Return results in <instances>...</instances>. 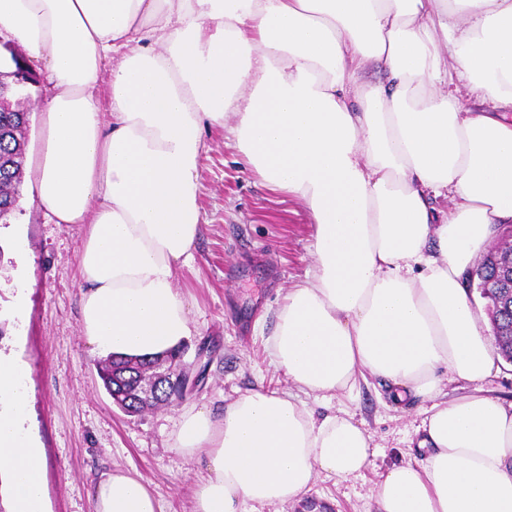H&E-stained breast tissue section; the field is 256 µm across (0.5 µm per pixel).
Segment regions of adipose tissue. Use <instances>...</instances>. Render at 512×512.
<instances>
[{
	"label": "adipose tissue",
	"mask_w": 512,
	"mask_h": 512,
	"mask_svg": "<svg viewBox=\"0 0 512 512\" xmlns=\"http://www.w3.org/2000/svg\"><path fill=\"white\" fill-rule=\"evenodd\" d=\"M0 40L50 77L37 198L54 223L86 227L80 313L94 351L155 356L191 334L176 281L202 232L205 127L235 117L248 163L311 212L312 278L289 289L267 339L294 389L181 415L173 448L206 463L192 512H280L317 477L360 476L366 431L305 399L352 392L367 373L398 403L430 401L422 457L381 475L376 512H512V401L481 387L500 357L469 287L512 224V0H0ZM372 66L384 82L362 81ZM449 375L473 391L444 400ZM26 376L0 355L8 512H44ZM92 504L162 512L119 469Z\"/></svg>",
	"instance_id": "adipose-tissue-1"
}]
</instances>
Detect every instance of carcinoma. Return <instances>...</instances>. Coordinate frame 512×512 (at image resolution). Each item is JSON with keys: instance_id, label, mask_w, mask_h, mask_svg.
I'll return each instance as SVG.
<instances>
[{"instance_id": "carcinoma-1", "label": "carcinoma", "mask_w": 512, "mask_h": 512, "mask_svg": "<svg viewBox=\"0 0 512 512\" xmlns=\"http://www.w3.org/2000/svg\"><path fill=\"white\" fill-rule=\"evenodd\" d=\"M5 57L0 61V224L9 223L17 207L24 182V155L29 128V113L19 112L11 100L22 97L27 86L18 84L17 68L20 67L17 51L9 44L4 45ZM498 266L490 254L482 256L476 266L477 279L494 280ZM486 298L496 305L492 330L499 340V353L503 359H512L509 350V334L512 333V283L506 282L499 288L485 289ZM184 350L178 349L166 355L151 358H132L110 355L96 362L98 377L107 393L117 394V405L130 413H141L160 404L169 403L167 397L143 398L139 388L143 373L169 363L173 373L181 372L185 365Z\"/></svg>"}]
</instances>
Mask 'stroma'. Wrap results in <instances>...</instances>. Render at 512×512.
I'll list each match as a JSON object with an SVG mask.
<instances>
[{"label":"stroma","instance_id":"35a3bbf8","mask_svg":"<svg viewBox=\"0 0 512 512\" xmlns=\"http://www.w3.org/2000/svg\"><path fill=\"white\" fill-rule=\"evenodd\" d=\"M42 114L32 110L19 207L0 226V348L27 367L31 430L43 449L47 512H92L95 481L121 469L141 477L163 512H191L201 462L177 453L172 435L184 410L225 405L256 387L285 392L284 370L269 363L266 339L288 288L309 281L315 226L307 205L271 191L223 128L203 131L198 205L204 231L177 289L192 311L186 363H201L199 387L177 403L130 416L99 379L94 352L81 331L78 270L85 227L54 223L36 203L33 161ZM26 248L8 244L14 227ZM336 407L361 421L377 455L363 477L317 480L303 503L284 512H376L375 482L392 465L417 458V401L393 404L381 378L367 377Z\"/></svg>","mask_w":512,"mask_h":512}]
</instances>
